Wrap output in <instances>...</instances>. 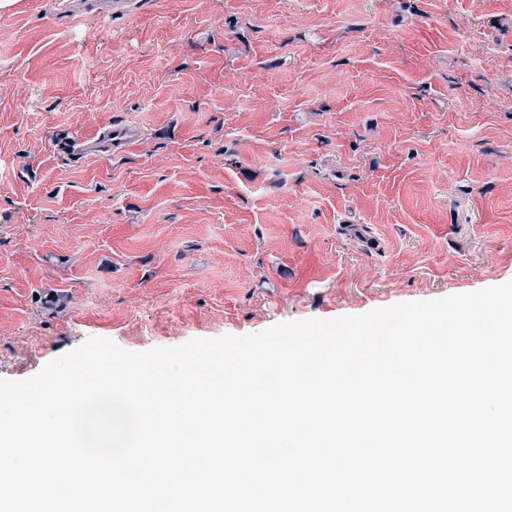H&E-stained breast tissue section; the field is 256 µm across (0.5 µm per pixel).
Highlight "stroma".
Returning <instances> with one entry per match:
<instances>
[{"label": "stroma", "instance_id": "obj_1", "mask_svg": "<svg viewBox=\"0 0 512 512\" xmlns=\"http://www.w3.org/2000/svg\"><path fill=\"white\" fill-rule=\"evenodd\" d=\"M57 18L0 16V379L512 280V0ZM139 130L126 125H112V128L97 130L91 137L74 138L71 143L72 155L81 160L91 149L98 154H112L125 151L140 138Z\"/></svg>", "mask_w": 512, "mask_h": 512}]
</instances>
